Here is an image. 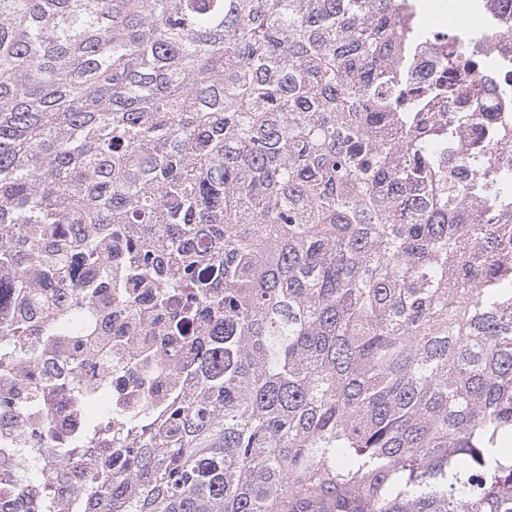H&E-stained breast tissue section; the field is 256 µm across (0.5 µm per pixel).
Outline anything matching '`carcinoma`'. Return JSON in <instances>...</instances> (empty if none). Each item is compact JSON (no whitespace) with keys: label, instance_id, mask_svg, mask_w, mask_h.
<instances>
[{"label":"carcinoma","instance_id":"carcinoma-1","mask_svg":"<svg viewBox=\"0 0 512 512\" xmlns=\"http://www.w3.org/2000/svg\"><path fill=\"white\" fill-rule=\"evenodd\" d=\"M473 37L420 0H0V276L89 307L80 257L158 288L144 335L201 337L87 512H512V173L459 138L496 120Z\"/></svg>","mask_w":512,"mask_h":512}]
</instances>
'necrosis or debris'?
Here are the masks:
<instances>
[{
	"label": "necrosis or debris",
	"mask_w": 512,
	"mask_h": 512,
	"mask_svg": "<svg viewBox=\"0 0 512 512\" xmlns=\"http://www.w3.org/2000/svg\"><path fill=\"white\" fill-rule=\"evenodd\" d=\"M484 17L497 27L474 47L512 64V0H482ZM14 288L0 290V328L18 320L23 305L36 315L60 316L72 309L76 293L68 288H31L18 300ZM136 307L96 303L86 316L82 336L58 332L28 336V358L0 367V512H86V491L94 473L112 463V439L85 447L91 429L90 407L111 418L134 415L158 420L167 404L194 382L195 346L179 354L177 375L161 373L159 357L144 349L166 344L163 336L142 333L143 317L153 310L155 291L135 290ZM39 393H31L32 383ZM50 476L46 485L30 483L32 470Z\"/></svg>",
	"instance_id": "necrosis-or-debris-1"
}]
</instances>
